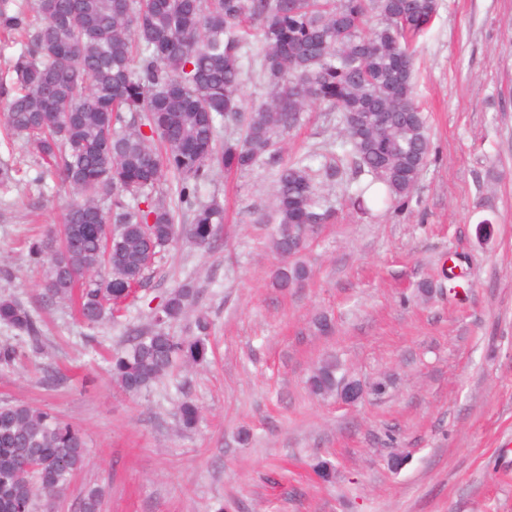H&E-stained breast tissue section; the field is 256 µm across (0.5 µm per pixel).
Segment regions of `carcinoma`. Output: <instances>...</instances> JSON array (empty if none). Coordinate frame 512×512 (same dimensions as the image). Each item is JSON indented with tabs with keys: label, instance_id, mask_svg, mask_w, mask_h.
Masks as SVG:
<instances>
[{
	"label": "carcinoma",
	"instance_id": "1",
	"mask_svg": "<svg viewBox=\"0 0 512 512\" xmlns=\"http://www.w3.org/2000/svg\"><path fill=\"white\" fill-rule=\"evenodd\" d=\"M439 0H0V32L20 36V51L0 78L6 138L54 167L75 199L59 236L29 244L48 264L47 302L74 300L90 328L117 318L132 289L146 284L148 259L183 235L211 250L224 208L200 198L217 169L245 170L278 151L312 104L339 114L341 148L355 172L385 186V205L405 206L427 165V120L414 100L413 42L436 16ZM260 25L262 67L275 87L247 102L241 88L250 29ZM244 125L242 139L220 144L218 127ZM176 203L153 196L165 178ZM133 197L137 205L125 202ZM272 249L283 259L279 288L309 277L300 253L328 217L312 167L298 160L277 170ZM195 294L170 290L112 354V376L137 395L178 364L207 362L211 323L191 336L155 327L179 321ZM0 323L29 350L0 345V367L40 349V320L0 297ZM348 379L339 359L324 358L307 380L317 397ZM177 417L193 428L190 400ZM86 462L83 433L49 410L24 402L0 406V512H37ZM104 492L89 488L79 512H100Z\"/></svg>",
	"mask_w": 512,
	"mask_h": 512
}]
</instances>
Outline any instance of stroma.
I'll use <instances>...</instances> for the list:
<instances>
[{
  "mask_svg": "<svg viewBox=\"0 0 512 512\" xmlns=\"http://www.w3.org/2000/svg\"><path fill=\"white\" fill-rule=\"evenodd\" d=\"M415 48L432 152L407 206L358 201L368 178L342 156L336 113L308 107L280 139V163L310 157L330 211L303 255L309 279L288 290L273 284L276 168L261 162L202 186L224 206L216 248L179 239L123 317L87 328L70 303L43 304L26 251L72 193L22 139L0 145V167L19 171L0 191V294L40 313L45 345L0 369V405L52 409L88 442L55 512L92 486L102 512H512V0H441ZM185 282L212 323L207 364L124 393L113 349ZM328 353L362 400L310 395ZM185 396L201 410L190 433Z\"/></svg>",
  "mask_w": 512,
  "mask_h": 512,
  "instance_id": "35a3bbf8",
  "label": "stroma"
}]
</instances>
